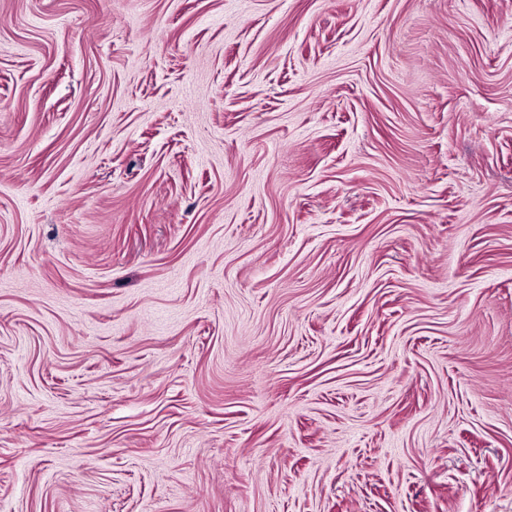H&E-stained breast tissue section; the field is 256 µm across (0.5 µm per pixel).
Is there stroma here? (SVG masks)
Returning <instances> with one entry per match:
<instances>
[{
  "label": "stroma",
  "mask_w": 512,
  "mask_h": 512,
  "mask_svg": "<svg viewBox=\"0 0 512 512\" xmlns=\"http://www.w3.org/2000/svg\"><path fill=\"white\" fill-rule=\"evenodd\" d=\"M0 512H512V0H0Z\"/></svg>",
  "instance_id": "stroma-1"
}]
</instances>
